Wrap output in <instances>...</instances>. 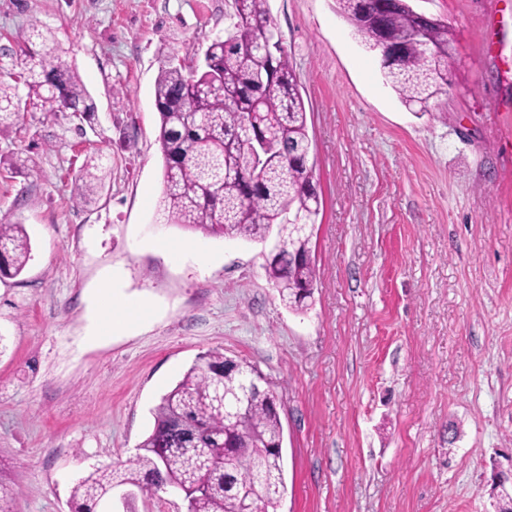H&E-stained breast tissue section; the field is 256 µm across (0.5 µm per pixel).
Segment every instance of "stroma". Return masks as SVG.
<instances>
[{
	"instance_id": "obj_1",
	"label": "stroma",
	"mask_w": 512,
	"mask_h": 512,
	"mask_svg": "<svg viewBox=\"0 0 512 512\" xmlns=\"http://www.w3.org/2000/svg\"><path fill=\"white\" fill-rule=\"evenodd\" d=\"M454 35L448 91L421 111L336 0H267L299 78L323 210L306 309L268 282L270 243L208 237L201 267L152 243L159 70L201 67L230 0H0V69L49 23L93 98L87 117L25 112L0 138V213L31 257L0 278V478L12 512H71L95 467L133 455L200 356L254 366L282 401L278 512H494L512 472V0H410ZM33 159L16 169V157ZM110 173L73 201L88 158ZM154 307L85 336L100 281Z\"/></svg>"
}]
</instances>
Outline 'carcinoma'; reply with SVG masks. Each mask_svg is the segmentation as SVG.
Masks as SVG:
<instances>
[{"label": "carcinoma", "mask_w": 512, "mask_h": 512, "mask_svg": "<svg viewBox=\"0 0 512 512\" xmlns=\"http://www.w3.org/2000/svg\"><path fill=\"white\" fill-rule=\"evenodd\" d=\"M338 12L366 45L371 27L363 21L364 0H336ZM380 20L406 44L402 59L384 76L408 108H425L448 86V25L435 19L419 25L408 0H387ZM278 34L266 0H234L232 33L214 40L202 68L185 74L163 68L155 80L158 143L164 190L158 213L167 224L214 236L263 241L276 233L280 249L265 267L269 282L290 308L305 307L317 265L308 226L321 201L313 185L308 119L300 84L288 53L272 57ZM42 48L29 47L32 40ZM15 71L0 78V136L9 135L28 108L47 114L95 111L85 85L66 60L50 27L35 22L16 36ZM107 166L86 162L74 201L87 202L104 183ZM292 214L298 224H283ZM31 246L23 225L0 218V277L19 275ZM210 350L162 396L151 432L132 457L117 467H97L71 492L73 512L92 505L116 484L143 496L160 485L185 492L188 512H234L239 487L257 489L262 512H278L284 491L280 455L283 426L274 394L261 387L257 370Z\"/></svg>", "instance_id": "carcinoma-1"}]
</instances>
